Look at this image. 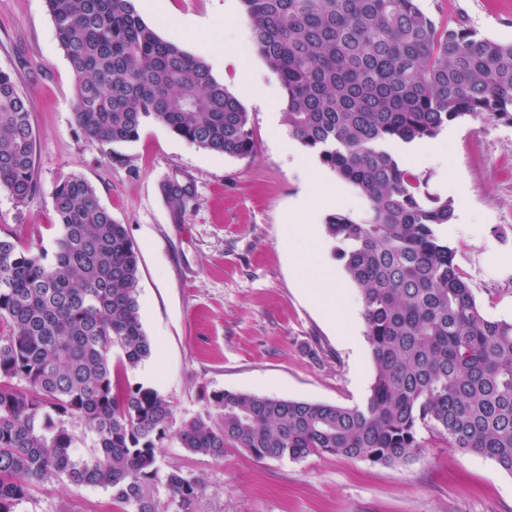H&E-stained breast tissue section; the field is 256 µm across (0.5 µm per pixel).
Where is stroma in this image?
<instances>
[{
    "label": "stroma",
    "instance_id": "stroma-1",
    "mask_svg": "<svg viewBox=\"0 0 512 512\" xmlns=\"http://www.w3.org/2000/svg\"><path fill=\"white\" fill-rule=\"evenodd\" d=\"M165 0L143 19L204 60H227L217 77L249 114L255 149L243 158L196 148L146 123L136 141L89 143L79 126L72 67L55 35L46 0H0V69L32 102L38 192L24 204L0 190V235L53 251L51 192L77 174L124 224L139 255V303L154 373L128 371L132 384L171 403L175 425L210 413L213 392L255 393L340 406L364 403L374 367L354 358L334 324L306 293L307 269L288 251V210L300 174L280 141L289 139L261 96L243 94L251 72L262 93L280 92L277 74L254 47L203 36L208 24L245 22L241 4ZM442 27L464 25L512 42V0H420ZM447 166L418 167L428 189L465 194L467 227L448 237L455 261L483 311L512 319V123L465 118L451 123ZM407 465H381L329 453L299 461L258 460L231 448L222 459L167 442L161 471L197 476V512H512V475L492 460L449 447L431 429ZM108 492L53 478L17 512H109Z\"/></svg>",
    "mask_w": 512,
    "mask_h": 512
}]
</instances>
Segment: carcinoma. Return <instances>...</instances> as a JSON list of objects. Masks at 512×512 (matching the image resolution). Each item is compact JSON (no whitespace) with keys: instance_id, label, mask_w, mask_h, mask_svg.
<instances>
[{"instance_id":"1","label":"carcinoma","mask_w":512,"mask_h":512,"mask_svg":"<svg viewBox=\"0 0 512 512\" xmlns=\"http://www.w3.org/2000/svg\"><path fill=\"white\" fill-rule=\"evenodd\" d=\"M241 2L279 77L289 132L368 204L362 219L329 215L325 233L362 297L370 395L349 408L219 390L216 418L173 428L162 394L118 378L152 354L138 254L94 187L69 175L51 193L52 257L0 237V512L52 477L104 487L121 512H157V451L171 439L215 459L234 447L258 460L329 453L395 465L413 459L429 426L512 474V319L477 304L437 233L455 219L452 201L399 156L466 117L512 122V43L442 30L419 0ZM47 6L88 142H132L155 122L205 151L252 154L242 103L204 59L147 24L138 0ZM30 114L0 69V188L20 203L38 188ZM164 479L177 512H195L200 481L178 469Z\"/></svg>"}]
</instances>
